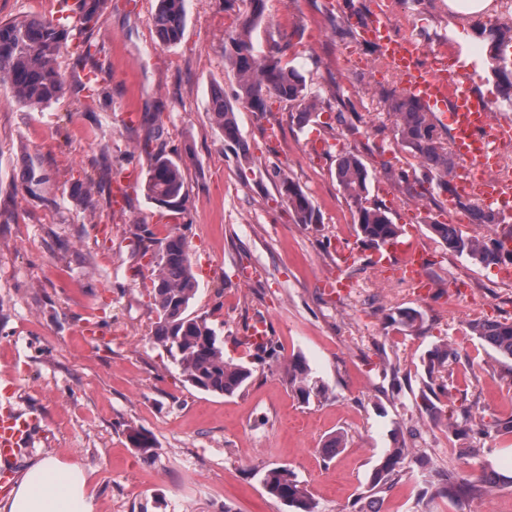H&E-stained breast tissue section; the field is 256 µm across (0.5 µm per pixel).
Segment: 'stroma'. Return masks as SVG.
Listing matches in <instances>:
<instances>
[{"label":"stroma","mask_w":512,"mask_h":512,"mask_svg":"<svg viewBox=\"0 0 512 512\" xmlns=\"http://www.w3.org/2000/svg\"><path fill=\"white\" fill-rule=\"evenodd\" d=\"M158 0H109L92 35L104 67L95 97L78 87L72 52L58 59L63 95L31 111L0 84V403L36 425L17 462L0 463V501L31 464L48 456L86 473L95 512H286L264 492L272 467H288L319 512H353L393 431L445 473L512 469V359L475 336L473 319L512 321V281L448 252L427 219L443 220L447 193L418 198L425 170L396 137L378 105L398 89L374 48L345 16L372 11L397 33L439 35L448 67L488 99L498 97L486 50L448 0H267L254 32L262 46H284V65L303 73L321 99L310 122L290 118L278 99L264 115L239 110L238 126L256 162L240 170L212 123L213 85L231 90L224 40L245 16V0H188L182 39L166 45L153 24ZM186 160L188 197L171 211L136 188L125 203L88 179L109 168L145 175L142 147L154 133ZM358 154L370 196L389 209L402 238L427 251L429 295L385 279L383 252L363 244L335 178L340 151ZM35 164L47 181L30 190ZM294 178L320 213L300 224L266 174ZM406 183H399V174ZM188 241L198 291L195 314L224 337L225 356L253 375L231 396L196 390L151 334L153 268L139 254L142 231ZM352 259L339 265L336 253ZM342 273L347 292L329 293ZM397 308L424 315L420 332L388 327ZM267 326L275 357L258 361L248 336ZM447 342L441 409H466L475 433L445 436L421 409L422 360ZM306 359L327 394L304 404L286 379L291 356ZM156 443L143 461L127 434ZM342 434L333 458L324 443ZM427 512H512V487L462 498H434Z\"/></svg>","instance_id":"1"}]
</instances>
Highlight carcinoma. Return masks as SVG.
I'll return each instance as SVG.
<instances>
[{
	"mask_svg": "<svg viewBox=\"0 0 512 512\" xmlns=\"http://www.w3.org/2000/svg\"><path fill=\"white\" fill-rule=\"evenodd\" d=\"M64 8L76 16L68 23L46 16H31L12 21H0V82L8 85L16 103L31 110L41 109L56 100L64 91L56 62L70 42L81 48L78 61L96 69L90 33L97 27L107 0H74ZM266 0H248L249 11L240 27L224 41V62L235 79L233 99L216 89L210 101L213 124L224 134V141L234 146L237 162L251 163L249 149L240 134L237 106L261 114L267 101L276 97L302 106L294 116L298 125L310 121L319 97L308 89L306 77L294 68L282 65L285 48L274 45L268 49L254 43L252 32L263 20ZM187 0H158L155 30L164 44L177 43L184 32ZM476 37L487 46L490 75L500 89L501 99L496 106L501 112L512 111V0H494L491 8L469 16ZM379 104L393 119L401 143L429 169L439 189L448 190V176L455 169L454 155L446 136L434 116L426 112L411 97L402 92L384 93ZM148 170L144 184L147 196L165 207L181 206L188 194L186 163L173 158L159 147L144 144ZM336 181L349 203L355 208L358 236L379 250L400 236L386 208L369 198L370 175L362 159L351 151L336 155ZM272 178L280 198L288 203L299 224H317L319 212L302 187L280 168L273 169ZM472 222L487 227L505 223V218L492 208L479 203L467 205ZM431 232L438 236L449 252L465 255L476 263L497 265L495 255L504 251L512 261V249H504L501 241L484 237L465 236L454 224L432 221ZM143 254L154 259V279L151 308L156 313L152 336L165 348L179 367L184 381L207 393L233 395L241 390L253 375L250 366L224 356V338L204 316L188 314L198 290L192 270L189 247L185 239L172 232L158 241L151 235L143 238ZM388 324L401 330L415 332L422 327L424 315L412 308H398L388 314ZM470 329L497 353L512 359V322L473 321ZM457 357L447 343L434 346L423 358L425 388L421 399L429 417L435 419L441 410L434 403L438 393L445 390L444 372L448 363ZM288 384L303 403L325 395V384L314 377L304 357L298 355L288 362ZM129 439L144 460L152 459L155 445L150 437L133 429ZM409 449L400 440L388 448L373 468L370 490L380 493L391 488L396 477L413 462L418 466L417 504L432 496L452 497L475 493L486 485H512V474L485 469L475 481L462 476H441L428 467L425 457L408 460ZM266 494L291 512H318L305 484L284 467L265 471L262 478Z\"/></svg>",
	"mask_w": 512,
	"mask_h": 512,
	"instance_id": "carcinoma-1",
	"label": "carcinoma"
}]
</instances>
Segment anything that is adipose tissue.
Instances as JSON below:
<instances>
[{"label":"adipose tissue","mask_w":512,"mask_h":512,"mask_svg":"<svg viewBox=\"0 0 512 512\" xmlns=\"http://www.w3.org/2000/svg\"><path fill=\"white\" fill-rule=\"evenodd\" d=\"M0 512H95V505L83 469L49 456L27 469Z\"/></svg>","instance_id":"1"}]
</instances>
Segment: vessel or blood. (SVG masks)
I'll list each match as a JSON object with an SVG mask.
<instances>
[{
  "label": "vessel or blood",
  "mask_w": 512,
  "mask_h": 512,
  "mask_svg": "<svg viewBox=\"0 0 512 512\" xmlns=\"http://www.w3.org/2000/svg\"><path fill=\"white\" fill-rule=\"evenodd\" d=\"M361 39L375 45L378 55L394 68L406 92L440 128L448 130L453 150L461 162L454 178L462 196L478 194L482 204L496 206L512 197V182L497 178L499 150L512 143V123L493 119L486 99L470 82L449 73L446 61L427 55L424 44L398 35L383 15L374 13L357 22ZM426 254L415 240L398 243L389 259V271L422 291L431 285L419 276ZM34 420L10 407H0V461L9 462L28 444Z\"/></svg>",
  "instance_id": "vessel-or-blood-1"
}]
</instances>
